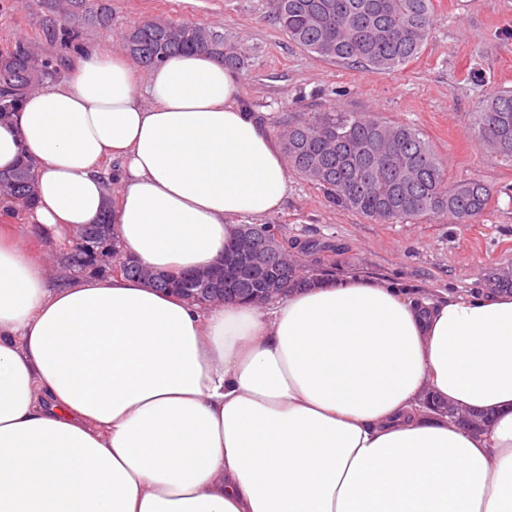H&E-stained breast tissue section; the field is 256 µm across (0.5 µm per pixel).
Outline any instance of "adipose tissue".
Listing matches in <instances>:
<instances>
[{"mask_svg": "<svg viewBox=\"0 0 512 512\" xmlns=\"http://www.w3.org/2000/svg\"><path fill=\"white\" fill-rule=\"evenodd\" d=\"M238 97L207 54L141 80L92 48L0 115L44 237L0 227V512H512V293L321 271L203 307L64 276L49 239L107 211L124 259L177 275L284 208L287 161Z\"/></svg>", "mask_w": 512, "mask_h": 512, "instance_id": "ef3b65f1", "label": "adipose tissue"}]
</instances>
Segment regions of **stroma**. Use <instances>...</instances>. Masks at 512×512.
I'll list each match as a JSON object with an SVG mask.
<instances>
[{
  "label": "stroma",
  "mask_w": 512,
  "mask_h": 512,
  "mask_svg": "<svg viewBox=\"0 0 512 512\" xmlns=\"http://www.w3.org/2000/svg\"><path fill=\"white\" fill-rule=\"evenodd\" d=\"M108 19L61 24L64 0H0V53L24 45L49 64L48 82L71 76L86 47L117 49L146 20L210 26L235 38L249 60L239 71L242 102L266 113L272 134L304 112L337 105L418 128L447 166L449 181L487 184L483 214L468 224L435 217L381 224L337 208L297 173L288 203L272 215L286 240L311 245L307 270L379 275L423 291L482 287L493 269L512 265V162L484 151L469 122L479 101L512 89V0H433L422 54L381 73L338 65L291 42L275 21L274 0H94Z\"/></svg>",
  "instance_id": "stroma-1"
}]
</instances>
